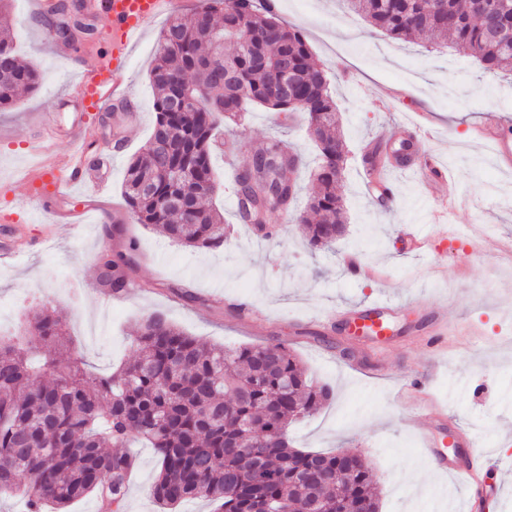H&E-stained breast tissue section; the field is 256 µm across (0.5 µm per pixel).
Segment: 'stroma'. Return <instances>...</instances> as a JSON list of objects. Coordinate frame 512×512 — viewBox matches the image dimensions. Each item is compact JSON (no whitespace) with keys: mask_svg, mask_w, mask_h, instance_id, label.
I'll return each mask as SVG.
<instances>
[{"mask_svg":"<svg viewBox=\"0 0 512 512\" xmlns=\"http://www.w3.org/2000/svg\"><path fill=\"white\" fill-rule=\"evenodd\" d=\"M204 0H176L131 46L127 89L137 117L109 109L92 115L95 144L84 133L50 138L43 113L68 123L59 95L78 81L84 57L104 53L108 23L88 14L96 35L64 45L51 38L34 0H10L18 53L41 80L32 93L0 112V227H17L30 247L0 260V336L22 338L32 309L50 303L67 321L73 355L93 371L110 373L137 355L132 331L146 315L160 313L189 335L215 346L281 343L301 360L331 399L313 416L292 424L288 435L306 450L350 449L367 459L380 487V512H467L464 478L444 476L421 446L430 436L448 456L460 453L457 429L467 430L489 458L483 471L487 512H512V259L499 242L512 241V170L503 171L491 145L477 141L482 116L512 117V79L484 71L463 50L434 46L427 36L397 41L339 0H279V17L302 29L316 63L328 71L344 141L340 191L349 235L329 251H310L295 213H269L272 238L258 239L235 218L232 168L223 152L213 166L220 189L213 204L231 227L223 246L193 250L136 223L122 192L126 166L146 143L155 120L149 70L158 34L169 17H190ZM426 113L436 134L413 144L416 152L446 161L460 202L449 223L428 221L427 191L414 176L395 170L398 141L376 146L391 124ZM305 113L248 112L237 133L225 134L237 162L275 135L302 147L308 165L294 174L301 198L313 191L311 169L319 157L308 139ZM103 160L108 185L90 224H66L39 213L26 176L47 156L77 150ZM379 150L391 173L394 200L381 206L368 195L365 157ZM414 224L432 239V254L414 255L401 236ZM137 238L132 288L102 297L98 257ZM358 254L379 272L366 280L346 272L341 255ZM395 308L387 319L388 343L350 335L339 311L382 298ZM447 312L448 331L428 344V315ZM415 376L443 409L447 423L415 418L418 402L405 388ZM126 512H159L149 495L158 471L152 449L134 446Z\"/></svg>","mask_w":512,"mask_h":512,"instance_id":"obj_1","label":"stroma"}]
</instances>
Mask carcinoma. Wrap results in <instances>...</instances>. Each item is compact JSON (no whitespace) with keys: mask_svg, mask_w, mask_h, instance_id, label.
<instances>
[{"mask_svg":"<svg viewBox=\"0 0 512 512\" xmlns=\"http://www.w3.org/2000/svg\"><path fill=\"white\" fill-rule=\"evenodd\" d=\"M389 37L407 41L431 32L474 57L488 72L512 73V46L488 37L474 0H342ZM512 27V0H484ZM64 0L50 5L46 28L71 42L85 33L67 20ZM288 60L297 101L277 93ZM37 68L13 46L9 0H0V110L18 92L34 91ZM150 82L156 120L142 152L128 164L123 194L137 222L158 225L190 248L224 244V216L205 200L215 195L212 158L222 122L241 123L255 106L304 112L319 151L316 189L297 216L307 246L329 247L344 236L339 193L344 155L327 72L312 59L302 31L284 24L267 0H206L188 20L170 19L156 44ZM234 175L238 220L261 210L286 212L297 198L285 178L301 153L280 139L251 155ZM318 216L311 222L307 213ZM126 251L99 257L101 283L131 286ZM64 320L42 304L27 319L35 366L0 340V498L21 494L26 512H54L94 495L106 512H125L135 466L126 443L141 439L158 457L149 494L163 509L203 498L215 512H379L371 469L357 453L306 451L292 445L288 426L315 413L330 392L308 377L288 347L207 346L150 314L136 329L135 361L109 375L88 372L67 352Z\"/></svg>","mask_w":512,"mask_h":512,"instance_id":"cac0c4a2","label":"carcinoma"}]
</instances>
